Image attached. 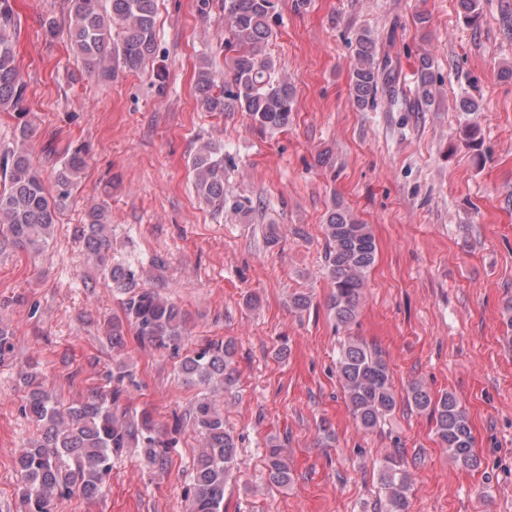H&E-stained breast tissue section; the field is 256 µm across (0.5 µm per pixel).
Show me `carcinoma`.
<instances>
[{
  "instance_id": "cac0c4a2",
  "label": "carcinoma",
  "mask_w": 512,
  "mask_h": 512,
  "mask_svg": "<svg viewBox=\"0 0 512 512\" xmlns=\"http://www.w3.org/2000/svg\"><path fill=\"white\" fill-rule=\"evenodd\" d=\"M66 35L70 48L87 70L103 81L112 80L116 67L140 69L156 54L157 0H69ZM273 0H224V41L234 52L227 68L218 73L204 55L196 74L198 103L206 112H243L261 128L288 125L294 98L288 81L274 77L276 65L267 53L272 30ZM8 0H0V112L20 108L25 81L16 65L15 37ZM354 63L351 90L361 109L374 106L379 82L394 81L393 71H380L375 37L358 32L350 42ZM432 62L422 59L419 92L434 101ZM22 128L12 147L0 155V224L7 226L12 242L31 249L45 244L56 224L59 206L70 198L86 167L79 151L60 161L53 184H45L27 147ZM193 188L215 212H224V149L208 142L192 160ZM104 210L88 213L85 246L99 254L107 246L103 235ZM325 275L330 280V306L337 323L346 326L357 316L367 276L374 266L377 244L370 226L349 210L335 205L324 224ZM112 282L127 294V315L140 338L160 352H178L187 333L184 312L157 293L137 288L135 274L121 266L111 269ZM235 345L230 340H210L180 360L178 370L186 382L207 385L213 379L231 386L236 381ZM356 422L373 430L397 406L389 367L381 352L352 340L343 345L336 365ZM127 374L113 377L110 397L97 393L78 406L65 407L33 379L24 413L39 431L17 455L21 487L18 512H60L64 500L79 493L94 497L112 471V459L130 447L141 448L147 461L162 467L171 443L157 433L151 419L121 408ZM409 404L430 410L435 433L448 455L459 465L475 467L473 436L465 410L453 393L434 401L419 383L407 389ZM192 424L204 444L194 464L192 512H224V487L238 465L237 446L224 425V413L207 397L192 410ZM268 484L287 486L291 467L284 447L272 438L265 448ZM384 489L381 512H407L409 479L402 462L389 457L379 466Z\"/></svg>"
}]
</instances>
